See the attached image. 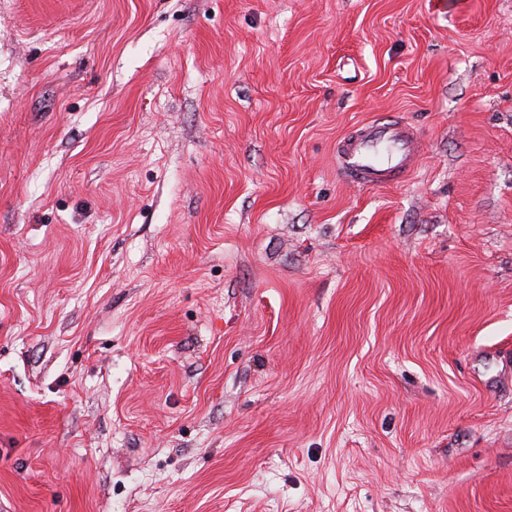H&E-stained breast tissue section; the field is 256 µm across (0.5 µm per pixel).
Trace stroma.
Wrapping results in <instances>:
<instances>
[{"label": "stroma", "instance_id": "stroma-1", "mask_svg": "<svg viewBox=\"0 0 512 512\" xmlns=\"http://www.w3.org/2000/svg\"><path fill=\"white\" fill-rule=\"evenodd\" d=\"M0 512H512V0H0ZM422 150V141L408 125L396 119H372L337 140L336 162L346 180L378 187L405 180Z\"/></svg>", "mask_w": 512, "mask_h": 512}]
</instances>
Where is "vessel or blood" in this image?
<instances>
[{
    "mask_svg": "<svg viewBox=\"0 0 512 512\" xmlns=\"http://www.w3.org/2000/svg\"><path fill=\"white\" fill-rule=\"evenodd\" d=\"M422 142L395 119H372L354 126L336 142V162L344 178L378 187L405 180L422 154Z\"/></svg>",
    "mask_w": 512,
    "mask_h": 512,
    "instance_id": "vessel-or-blood-1",
    "label": "vessel or blood"
}]
</instances>
